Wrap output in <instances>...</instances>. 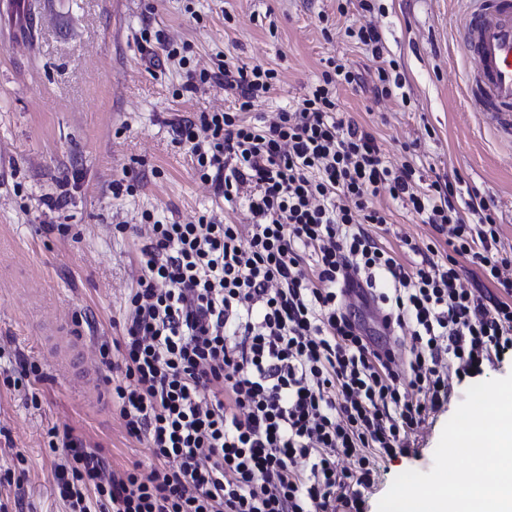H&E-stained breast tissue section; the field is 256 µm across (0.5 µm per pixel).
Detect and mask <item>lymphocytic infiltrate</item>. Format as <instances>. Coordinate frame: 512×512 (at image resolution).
I'll use <instances>...</instances> for the list:
<instances>
[{
    "instance_id": "1",
    "label": "lymphocytic infiltrate",
    "mask_w": 512,
    "mask_h": 512,
    "mask_svg": "<svg viewBox=\"0 0 512 512\" xmlns=\"http://www.w3.org/2000/svg\"><path fill=\"white\" fill-rule=\"evenodd\" d=\"M277 81L225 60L187 73L185 90L223 86L239 109L182 117L176 138L250 221L149 224L124 334L95 349L120 356L112 402L154 463L114 470L64 435L67 512H363L382 462L455 383L512 356V250L494 218L469 223L483 202L420 188L340 115L339 88L364 82L353 65L329 60L291 110L244 120ZM384 192L423 216L430 243H381ZM469 273L482 286L464 287ZM356 275L393 343L353 311Z\"/></svg>"
}]
</instances>
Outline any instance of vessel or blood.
<instances>
[{
  "instance_id": "obj_1",
  "label": "vessel or blood",
  "mask_w": 512,
  "mask_h": 512,
  "mask_svg": "<svg viewBox=\"0 0 512 512\" xmlns=\"http://www.w3.org/2000/svg\"><path fill=\"white\" fill-rule=\"evenodd\" d=\"M458 45L476 63L463 81L469 103L512 141V0H468Z\"/></svg>"
}]
</instances>
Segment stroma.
Here are the masks:
<instances>
[{
    "instance_id": "obj_1",
    "label": "stroma",
    "mask_w": 512,
    "mask_h": 512,
    "mask_svg": "<svg viewBox=\"0 0 512 512\" xmlns=\"http://www.w3.org/2000/svg\"><path fill=\"white\" fill-rule=\"evenodd\" d=\"M29 22L0 5V344L40 367L14 390L0 384V470L26 459L20 486L0 485L22 512H65L52 477L49 429L103 449L113 469L150 463L130 437L111 395L88 394L66 358L45 343L59 328L93 347L121 336L128 296L140 273L143 213L163 224L217 215L243 224L242 203L225 202L200 181L188 146L174 140L184 116L227 110L223 88L183 91L186 69L224 55L274 68L279 80L255 113L289 109L318 81L328 58L345 56L364 77L398 64L404 86L375 100L341 87V109L372 133L384 158L414 163L424 182H452L482 197L512 247V142L470 111L460 74L473 68L457 46L462 0H28ZM376 25L385 50L373 58L346 34ZM187 43V67L167 61L155 35ZM390 222L387 246L406 235L423 242L429 225L388 195L375 199ZM126 232H118V225ZM447 405L386 461L365 502L378 512L394 478L429 471L442 430L464 400Z\"/></svg>"
}]
</instances>
